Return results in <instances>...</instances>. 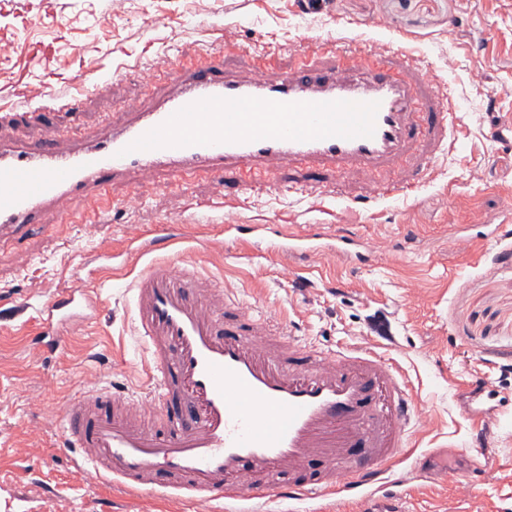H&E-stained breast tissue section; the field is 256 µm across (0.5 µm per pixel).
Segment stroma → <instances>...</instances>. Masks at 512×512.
<instances>
[{"label": "stroma", "instance_id": "obj_1", "mask_svg": "<svg viewBox=\"0 0 512 512\" xmlns=\"http://www.w3.org/2000/svg\"><path fill=\"white\" fill-rule=\"evenodd\" d=\"M346 35L410 53L447 93L459 120L426 183L413 196L381 200L366 175L350 173L346 204L248 191L225 205L224 221L348 229L378 249L371 265L315 257L303 277L281 260L248 258L245 245L222 243L216 225L197 222L193 205L214 198V178L185 185L165 170L113 182V201L134 193L139 204L117 207L93 229L70 223L86 208L74 198L63 210L46 207L20 241H0V512H200L96 481L59 446L60 414L89 382L142 386L149 355L121 281H102L95 325L48 358L16 336L9 313L19 298L36 305L73 285L86 261L117 249L131 229L158 224L183 225L191 237L211 232L198 256L204 272L256 312L286 314L318 348L372 343L375 322L387 323L394 341L386 349L422 411L414 455L430 474L421 481L410 464L393 467L403 512H512V374L501 373L512 365V265L500 258L512 238L483 235L485 225H512L502 211L512 199V98L496 94L512 85V0H325L315 13L300 0H0V42L10 46L0 53V141L51 137L70 148L66 131L89 138L105 119L161 100L171 80L155 71L172 58L219 53L243 78L253 47L286 70L315 41L333 49ZM86 78L92 87L79 111L50 105ZM492 125L505 128L502 139L487 138ZM457 234L469 238L461 252L448 245ZM477 376L493 386L501 421L472 448L462 388ZM478 465L490 469L489 481L460 498L456 475Z\"/></svg>", "mask_w": 512, "mask_h": 512}]
</instances>
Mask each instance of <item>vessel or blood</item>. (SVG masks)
Segmentation results:
<instances>
[{"instance_id":"obj_1","label":"vessel or blood","mask_w":512,"mask_h":512,"mask_svg":"<svg viewBox=\"0 0 512 512\" xmlns=\"http://www.w3.org/2000/svg\"><path fill=\"white\" fill-rule=\"evenodd\" d=\"M248 79L221 57L183 68L162 104L133 106L121 124L90 142L59 150L55 140L0 142V236L25 235L45 206L76 197L84 223L112 207L115 178L214 175L218 196L259 185L304 196H345L323 169L397 168L377 195L414 194L441 153L455 121L413 56L345 42L331 61L321 49L276 72L255 49ZM424 161L406 166L413 150ZM277 160L303 181L266 180ZM225 241L264 243V257L304 260L333 255L366 261L372 250L355 233L314 224L297 231L272 224H225ZM181 225L128 235L120 251L86 264L77 285L36 309L35 344L48 356L71 333L94 323L106 269L123 272L134 331L149 351L147 389L103 388L65 409V448L96 480L133 493H174L221 512H318L328 495L364 503L391 488L387 473L409 458L419 415L397 361L371 346L326 352L295 333L286 317L257 315L202 274L188 255L172 259Z\"/></svg>"}]
</instances>
